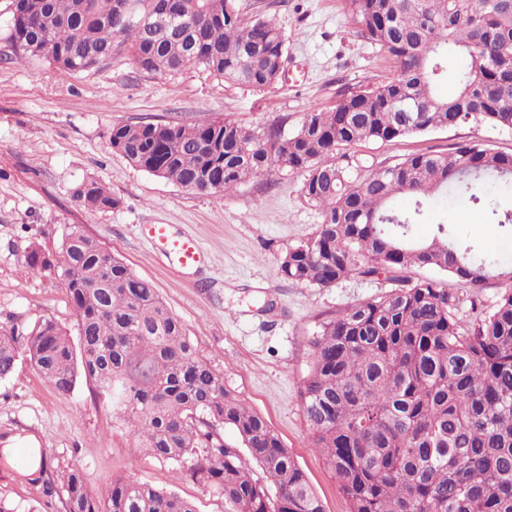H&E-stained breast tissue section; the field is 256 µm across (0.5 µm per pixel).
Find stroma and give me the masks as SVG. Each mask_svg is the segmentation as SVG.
<instances>
[{
  "label": "stroma",
  "instance_id": "35a3bbf8",
  "mask_svg": "<svg viewBox=\"0 0 512 512\" xmlns=\"http://www.w3.org/2000/svg\"><path fill=\"white\" fill-rule=\"evenodd\" d=\"M12 0H0V331L49 318L69 334L77 317L53 270L24 269L31 248L55 258L61 237L79 226L152 282L203 358L222 371L232 396L260 413L306 474L324 512H348L325 457L311 447L300 391L309 340L318 323L345 306L389 291L384 281L348 278L326 289L283 278L279 259L322 222L302 196V173L248 178L228 195L189 191L132 166L112 151L115 125L192 124L230 119L259 131L281 122L294 130L306 112L330 110L342 95L390 80L395 64L352 25L345 0H240L251 15L276 18L286 38L285 74L255 89L188 69L152 75L132 62L126 43L81 73L48 59L7 61ZM483 139L512 153V131L463 124L390 142L353 147L370 163L392 164L417 153L450 152ZM107 186L118 204L88 212L74 195L83 180ZM448 215L464 240L512 263V237L468 201L429 203ZM147 224L171 225L199 239L210 264L178 271L142 235ZM94 398L89 383L58 394L28 359L0 381V448H39L45 471L35 478L0 457V500L18 512H66L62 475L78 467L89 490L104 494L132 477L176 491L199 512H224L213 486L190 479L182 463L158 460Z\"/></svg>",
  "mask_w": 512,
  "mask_h": 512
}]
</instances>
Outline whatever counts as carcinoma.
I'll return each instance as SVG.
<instances>
[{
  "mask_svg": "<svg viewBox=\"0 0 512 512\" xmlns=\"http://www.w3.org/2000/svg\"><path fill=\"white\" fill-rule=\"evenodd\" d=\"M119 0H12L10 59L46 58L68 73L99 66L115 39L135 66L174 76L197 67L226 82L265 88L279 77L285 35L239 0H129L155 20L177 7L186 23L151 29ZM350 19L394 60L396 75L305 113L290 133H256L228 120L117 125L112 151L186 190L228 194L252 175L303 172L304 199L322 224L281 258L283 277L332 288L357 276L394 285L322 320L309 341L301 389L312 447L326 456L349 512H512V266L480 254L455 225L414 235L437 194L488 199L512 176V154L485 140L359 171L362 141H391L464 123L512 130V0H346ZM453 92L440 91L449 68ZM75 196L91 212L118 200L88 179ZM399 197L413 200L395 208ZM51 266L38 249L25 259ZM425 268L478 295L490 278L511 288L464 324L463 299L442 281L408 279ZM54 269L76 312L77 336L52 319L0 334V380L26 356L63 395L80 380L162 461L189 463L192 480L217 487L227 512H324L305 473L224 375L197 352L151 282L73 226ZM231 428L238 443L224 440ZM67 512H197L177 492L126 477L106 496L71 468Z\"/></svg>",
  "mask_w": 512,
  "mask_h": 512,
  "instance_id": "carcinoma-1",
  "label": "carcinoma"
}]
</instances>
